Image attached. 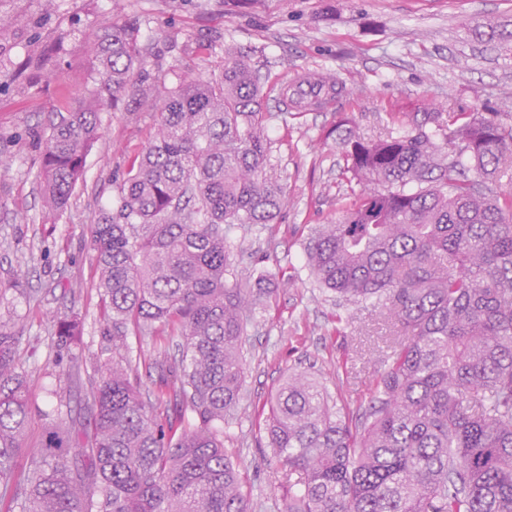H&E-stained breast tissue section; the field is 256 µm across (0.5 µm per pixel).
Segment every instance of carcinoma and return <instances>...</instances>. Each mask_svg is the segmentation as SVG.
Listing matches in <instances>:
<instances>
[{"mask_svg":"<svg viewBox=\"0 0 512 512\" xmlns=\"http://www.w3.org/2000/svg\"><path fill=\"white\" fill-rule=\"evenodd\" d=\"M93 102L55 112L41 157L48 213L64 211L99 136L100 107L145 95L138 30L97 36ZM319 105L344 92L326 77ZM158 130L116 204L91 225L112 365L90 418L46 426L21 480L29 425L16 325L0 322V496L8 512H252L224 452L240 403L242 340L272 288L227 279L225 229L278 223L258 71L224 54L222 76L160 92ZM366 139L346 129L353 202L305 244L318 287L366 304L397 336L357 423L306 371L270 402L268 447L295 477L284 512H512V125L498 112L393 117ZM179 336L158 356L155 400L127 365V337ZM57 346L80 336L56 323ZM193 418L162 423L163 399Z\"/></svg>","mask_w":512,"mask_h":512,"instance_id":"cac0c4a2","label":"carcinoma"}]
</instances>
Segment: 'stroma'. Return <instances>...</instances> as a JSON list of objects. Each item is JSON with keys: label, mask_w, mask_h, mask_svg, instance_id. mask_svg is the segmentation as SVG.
I'll return each instance as SVG.
<instances>
[{"label": "stroma", "mask_w": 512, "mask_h": 512, "mask_svg": "<svg viewBox=\"0 0 512 512\" xmlns=\"http://www.w3.org/2000/svg\"><path fill=\"white\" fill-rule=\"evenodd\" d=\"M490 20L512 23V0H0V321L21 328L16 363L32 416L17 473L30 476L48 422L87 415L86 375L112 360L90 227L156 132L157 94L218 77L225 51L236 49L275 92L313 72L345 85L331 107L285 122L269 101L280 221L226 235L242 256L235 270L265 279L275 293L248 328L242 399L224 424V449L258 503L254 512H279L293 488L265 446L271 396L289 372L305 368L338 407L357 411L388 346L375 315L325 296L307 277L311 226L336 222L353 200L342 175L343 126L375 138L393 113L469 111L487 100L512 124V43L477 36ZM114 23L139 30L148 95L100 111V136L68 209L43 219L39 162L50 115L91 101L95 37ZM75 313L79 340L58 349L54 324ZM128 343L133 375L143 392L155 391L148 363L161 351L177 355L176 343Z\"/></svg>", "instance_id": "35a3bbf8"}]
</instances>
